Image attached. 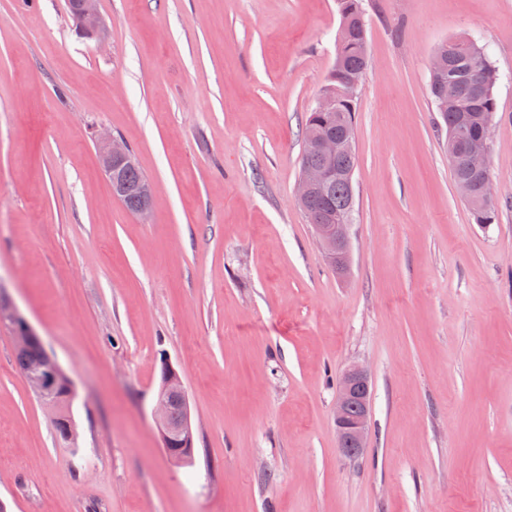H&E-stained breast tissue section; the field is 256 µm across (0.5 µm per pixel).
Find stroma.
<instances>
[{"mask_svg": "<svg viewBox=\"0 0 512 512\" xmlns=\"http://www.w3.org/2000/svg\"><path fill=\"white\" fill-rule=\"evenodd\" d=\"M350 270L295 201L301 129L336 58L337 0H0V295L72 376L74 445L0 328L8 512H512V0H363ZM498 80L495 224H476L429 92L434 52ZM155 190L115 199L94 135ZM194 450L164 452L163 360ZM370 376L365 454L336 385ZM71 1H80L76 9H72ZM67 6L73 11L81 36L94 38L101 35L103 25L97 0H68ZM95 141L98 147L100 172L112 190L113 173L130 160V146L120 137L109 133H99L95 136ZM120 180L122 183V192L120 193L122 200L117 195L114 197L123 201L126 208L134 213L143 202L144 189L149 182L140 170L135 155L131 163L120 169ZM145 192L146 202L135 212L137 216L142 218H147L150 215L155 203L154 189L150 184L146 186ZM371 390L367 369L352 365L337 383L334 423L338 449L350 461L359 459L369 434Z\"/></svg>", "mask_w": 512, "mask_h": 512, "instance_id": "obj_1", "label": "stroma"}]
</instances>
